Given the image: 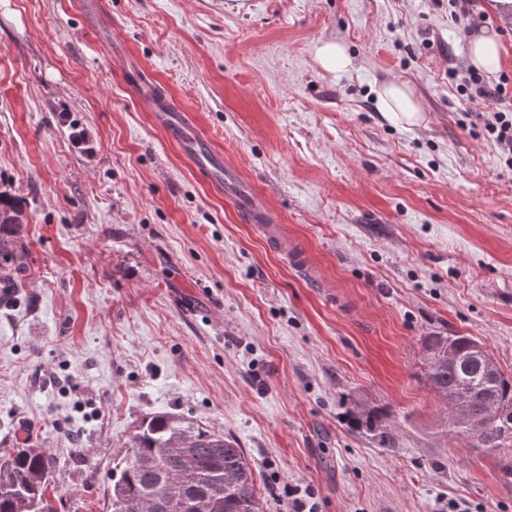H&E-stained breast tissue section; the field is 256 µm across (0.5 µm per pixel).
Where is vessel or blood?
<instances>
[{
  "label": "vessel or blood",
  "mask_w": 512,
  "mask_h": 512,
  "mask_svg": "<svg viewBox=\"0 0 512 512\" xmlns=\"http://www.w3.org/2000/svg\"><path fill=\"white\" fill-rule=\"evenodd\" d=\"M140 95L150 104L157 123L180 143L197 168L207 172H223L226 195L248 220L264 226L275 223L276 218L265 197L251 188L236 166L225 162L222 157L211 151L207 139L189 124L182 112L176 111L166 98L156 95L148 84H141ZM268 242L275 251L283 254L293 267L308 269L309 260L306 253L290 245L282 235L269 234Z\"/></svg>",
  "instance_id": "vessel-or-blood-1"
}]
</instances>
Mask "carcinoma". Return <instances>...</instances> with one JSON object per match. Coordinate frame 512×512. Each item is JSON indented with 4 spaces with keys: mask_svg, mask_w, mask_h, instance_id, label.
Masks as SVG:
<instances>
[{
    "mask_svg": "<svg viewBox=\"0 0 512 512\" xmlns=\"http://www.w3.org/2000/svg\"><path fill=\"white\" fill-rule=\"evenodd\" d=\"M24 224L15 200L0 194V288H20L15 238ZM456 357L448 362V344ZM469 336H428L423 343L424 376L438 399H466L480 423L464 428L471 447H512V378L487 370L488 353L476 355ZM491 405L495 421L482 417ZM355 429L383 448L395 447L385 414L351 411ZM56 459L44 448L21 446L0 455V512H58L52 483ZM263 512L255 474L244 449L222 433L174 413L153 414L135 426L126 453L112 469L110 512Z\"/></svg>",
    "mask_w": 512,
    "mask_h": 512,
    "instance_id": "obj_1",
    "label": "carcinoma"
}]
</instances>
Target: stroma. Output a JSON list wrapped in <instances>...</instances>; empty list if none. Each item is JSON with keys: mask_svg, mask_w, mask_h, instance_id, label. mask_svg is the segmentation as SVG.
I'll use <instances>...</instances> for the list:
<instances>
[{"mask_svg": "<svg viewBox=\"0 0 512 512\" xmlns=\"http://www.w3.org/2000/svg\"><path fill=\"white\" fill-rule=\"evenodd\" d=\"M512 77V0H479ZM343 42L330 74L316 43ZM448 0H0V192L22 207L23 286L0 298V453L59 463L58 512H107L134 426L173 412L234 439L264 512H512V453L449 430L424 337L478 339L512 377V168L490 102L450 64ZM265 196L311 271L155 125L128 65ZM409 85L427 123L375 103ZM85 127L77 149L62 113ZM390 410L395 447L343 420ZM315 59L328 73L343 72L352 66V58L345 46L336 40H322L315 46ZM482 125L489 138L498 147L501 158L512 166V107L510 109L492 108L480 113ZM313 493L309 489L288 487V508L290 512H317Z\"/></svg>", "mask_w": 512, "mask_h": 512, "instance_id": "35a3bbf8", "label": "stroma"}]
</instances>
